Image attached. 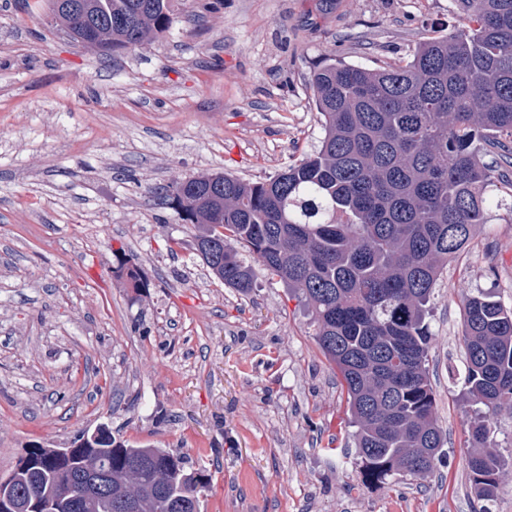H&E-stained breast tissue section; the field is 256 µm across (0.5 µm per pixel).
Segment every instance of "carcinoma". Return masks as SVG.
Wrapping results in <instances>:
<instances>
[{"label": "carcinoma", "mask_w": 512, "mask_h": 512, "mask_svg": "<svg viewBox=\"0 0 512 512\" xmlns=\"http://www.w3.org/2000/svg\"><path fill=\"white\" fill-rule=\"evenodd\" d=\"M45 0L53 24L103 52L134 50L167 32L170 0ZM476 26L418 45L404 60L368 69L341 59L310 78L323 135L299 162L265 181L223 173L162 187L206 250L209 274L246 294L255 266L304 302L324 354L336 366L353 417L361 482L397 474L425 481L444 446L426 368L433 288L448 261L488 223L492 174L512 170V0H457ZM492 157L486 162L482 156ZM248 254L253 261L243 258ZM118 258L134 292L140 269ZM469 399L485 408L466 457L475 496L492 500L512 480L490 444V415L512 410V308L487 292L463 298ZM96 447L64 463L42 449L39 469L17 476L18 499L39 490L74 512L73 483L99 462L107 492L96 512H201L209 478L167 448H135L100 423Z\"/></svg>", "instance_id": "obj_1"}]
</instances>
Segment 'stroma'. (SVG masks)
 Segmentation results:
<instances>
[{"mask_svg":"<svg viewBox=\"0 0 512 512\" xmlns=\"http://www.w3.org/2000/svg\"><path fill=\"white\" fill-rule=\"evenodd\" d=\"M169 31L98 52L0 0V474L31 445L106 423L208 475L203 512H512L466 465L464 292L512 305V212L492 210L431 302L427 368L445 437L429 486L358 475L346 395L287 288L214 281L194 230L150 190L203 173L263 181L321 136L308 79L370 69L458 28L456 0H173ZM125 249L149 281L112 272Z\"/></svg>","mask_w":512,"mask_h":512,"instance_id":"1","label":"stroma"}]
</instances>
